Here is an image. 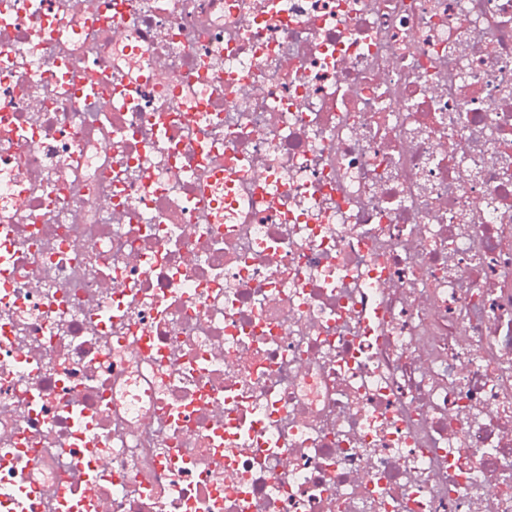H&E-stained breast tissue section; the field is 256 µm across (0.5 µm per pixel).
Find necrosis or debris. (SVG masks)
Returning <instances> with one entry per match:
<instances>
[{
    "mask_svg": "<svg viewBox=\"0 0 512 512\" xmlns=\"http://www.w3.org/2000/svg\"><path fill=\"white\" fill-rule=\"evenodd\" d=\"M506 432L512 0H0V512H512Z\"/></svg>",
    "mask_w": 512,
    "mask_h": 512,
    "instance_id": "4bbe7bcc",
    "label": "necrosis or debris"
}]
</instances>
